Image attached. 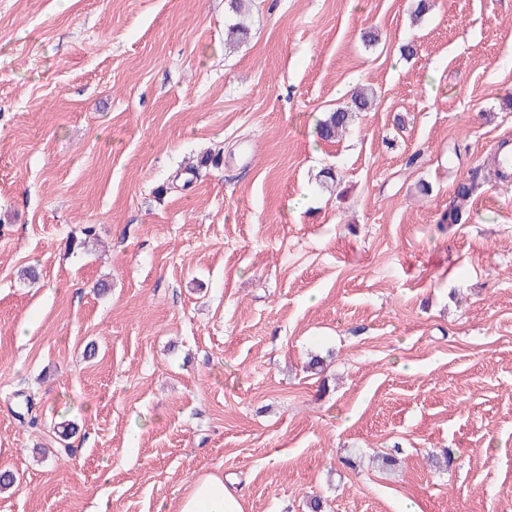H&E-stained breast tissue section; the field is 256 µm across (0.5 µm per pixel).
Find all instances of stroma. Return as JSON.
Listing matches in <instances>:
<instances>
[{"label":"stroma","mask_w":512,"mask_h":512,"mask_svg":"<svg viewBox=\"0 0 512 512\" xmlns=\"http://www.w3.org/2000/svg\"><path fill=\"white\" fill-rule=\"evenodd\" d=\"M430 2L0 0V512L512 502V0ZM373 104V93L368 87L359 88L350 98L347 106L338 107L326 113L317 122V134L330 141L345 134L351 127L357 113L367 112ZM479 184L474 178L457 185L454 197L448 204V209L444 216V222L447 224H459L462 213L466 209L471 197L477 191ZM243 498L224 477L197 478L190 491L178 501L176 512H244Z\"/></svg>","instance_id":"35a3bbf8"}]
</instances>
